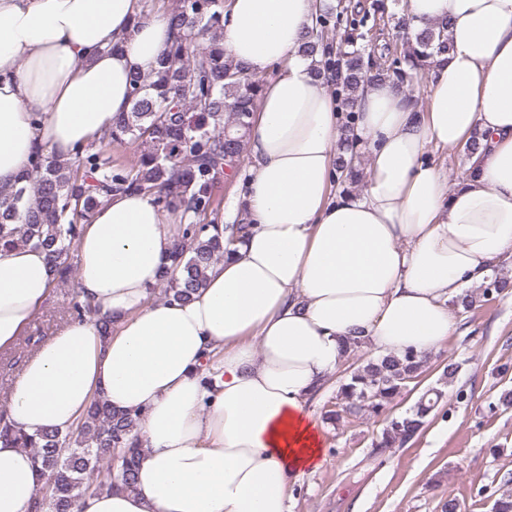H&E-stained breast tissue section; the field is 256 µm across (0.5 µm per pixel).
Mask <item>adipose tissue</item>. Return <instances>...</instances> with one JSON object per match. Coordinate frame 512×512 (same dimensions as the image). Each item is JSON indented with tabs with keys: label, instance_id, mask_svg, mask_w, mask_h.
Listing matches in <instances>:
<instances>
[{
	"label": "adipose tissue",
	"instance_id": "1",
	"mask_svg": "<svg viewBox=\"0 0 512 512\" xmlns=\"http://www.w3.org/2000/svg\"><path fill=\"white\" fill-rule=\"evenodd\" d=\"M326 0H228L224 51L264 86L242 204L252 226L188 302L149 301L182 225L150 196L106 198L77 242V292L114 322H70L0 396L34 436L68 430L93 398L140 413L134 490L83 496L77 512H288L316 469L323 429L309 402L343 362L427 353L455 329L450 301L512 256V0H404L409 31L447 20L451 49L424 111L390 82L360 90L353 129L299 48ZM173 38L139 0H0V187L35 150L61 159L98 143ZM370 150L362 195H335L347 135ZM479 137L448 183L430 151ZM57 279L32 246L0 253V350L25 336ZM32 453L0 439V512H29Z\"/></svg>",
	"mask_w": 512,
	"mask_h": 512
}]
</instances>
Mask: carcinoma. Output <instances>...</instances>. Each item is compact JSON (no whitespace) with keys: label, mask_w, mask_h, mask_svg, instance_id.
Returning <instances> with one entry per match:
<instances>
[{"label":"carcinoma","mask_w":512,"mask_h":512,"mask_svg":"<svg viewBox=\"0 0 512 512\" xmlns=\"http://www.w3.org/2000/svg\"><path fill=\"white\" fill-rule=\"evenodd\" d=\"M176 36L161 59V68L133 79L131 107L112 124L97 145L76 150L75 158L61 160L37 151L31 169L20 182L0 188V249L31 245L44 249L58 278L73 269L72 255L81 226L101 199L111 193L135 191L185 224L182 240L171 253L180 277L163 275L160 292L166 300L188 301L204 287L206 272L244 240L248 225L225 237L218 225L207 223L220 205L218 195L224 170L243 156L250 119L261 84L245 67L224 53V0H175L171 8ZM365 18L341 15L329 6L320 10L300 52L319 55L317 75H327L345 110L354 112L357 93L369 81L389 80L411 93L429 73L435 57L449 51L448 21L436 22L392 56H365L366 39L360 31ZM345 24L338 42L329 40L335 26ZM137 144L143 152L131 165L112 160V145ZM512 281L493 272L481 292L464 290L452 299L462 313L482 301L506 295ZM357 365L339 375L335 408L327 419L338 425L364 417L385 421L374 448H401L428 425L446 392L425 389L407 410L394 414V401L412 382L423 380L427 356L413 351L367 355L365 341H344L345 361L358 354ZM139 413L116 410L98 399L74 428L50 429L37 436L0 427V439L30 449L39 477L52 484L48 497L37 498L31 512H75L78 500L89 492L132 490L142 444L135 434Z\"/></svg>","instance_id":"obj_1"}]
</instances>
